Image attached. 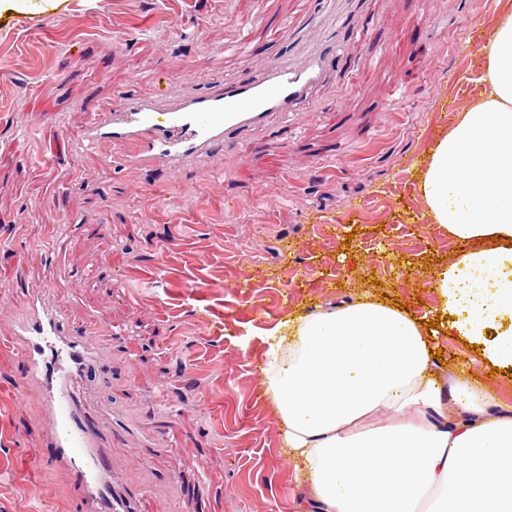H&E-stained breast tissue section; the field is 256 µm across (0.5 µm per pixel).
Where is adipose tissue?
<instances>
[{
  "label": "adipose tissue",
  "mask_w": 512,
  "mask_h": 512,
  "mask_svg": "<svg viewBox=\"0 0 512 512\" xmlns=\"http://www.w3.org/2000/svg\"><path fill=\"white\" fill-rule=\"evenodd\" d=\"M475 102L427 156L419 190L431 223L483 240L434 287L458 335L499 327L491 363L512 366V11L480 45ZM263 383L285 452L319 512H512V411L436 370L418 319L385 300L288 316L266 339ZM463 413L447 415L448 401ZM380 410L395 420L357 425Z\"/></svg>",
  "instance_id": "adipose-tissue-1"
}]
</instances>
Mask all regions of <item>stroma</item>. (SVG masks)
Listing matches in <instances>:
<instances>
[{
    "instance_id": "obj_1",
    "label": "stroma",
    "mask_w": 512,
    "mask_h": 512,
    "mask_svg": "<svg viewBox=\"0 0 512 512\" xmlns=\"http://www.w3.org/2000/svg\"><path fill=\"white\" fill-rule=\"evenodd\" d=\"M504 11L512 0H30L1 14L0 512L35 496L84 512L70 474L39 463L48 425L10 344L34 289L75 334L116 332L84 408L118 419L112 469L136 512H303L312 493L282 453L265 338L367 291L428 323L440 374L512 406V377L486 358L494 331L449 328L432 274L468 245L425 218L418 187L478 91L468 35ZM310 48L327 79L301 112L203 160L128 166L82 140L93 102L158 78L207 93Z\"/></svg>"
}]
</instances>
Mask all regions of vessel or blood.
Returning a JSON list of instances; mask_svg holds the SVG:
<instances>
[{
    "label": "vessel or blood",
    "instance_id": "vessel-or-blood-1",
    "mask_svg": "<svg viewBox=\"0 0 512 512\" xmlns=\"http://www.w3.org/2000/svg\"><path fill=\"white\" fill-rule=\"evenodd\" d=\"M325 76L322 56L313 52L300 63L283 60L249 77L220 81L207 94L177 95L168 87L123 93L105 104L83 139L123 147L129 165L147 161L174 169L272 115L293 116ZM26 299L29 316L15 326L13 340L51 425L47 462L72 475L85 512H132L130 500L115 488L111 453L99 442L112 429V414L104 412L97 425L82 407L83 381L111 350L112 338L96 331L73 335L69 316L48 302L44 290Z\"/></svg>",
    "mask_w": 512,
    "mask_h": 512
}]
</instances>
